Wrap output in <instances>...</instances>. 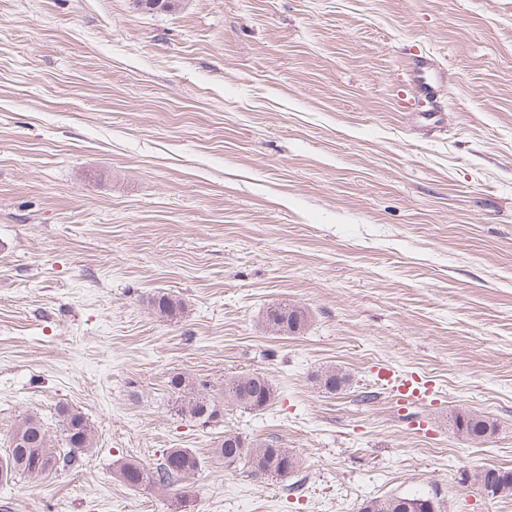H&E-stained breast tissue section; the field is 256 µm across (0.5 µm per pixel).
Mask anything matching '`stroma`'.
Instances as JSON below:
<instances>
[{"instance_id":"obj_1","label":"stroma","mask_w":512,"mask_h":512,"mask_svg":"<svg viewBox=\"0 0 512 512\" xmlns=\"http://www.w3.org/2000/svg\"><path fill=\"white\" fill-rule=\"evenodd\" d=\"M416 48L451 76L440 129L398 103ZM276 303L306 330L268 331ZM380 365L434 401L398 412ZM248 372L264 410L175 412L172 376ZM61 405L91 456L0 481V512H171L116 474L171 448L205 461L185 512H512L475 481L512 470V0H0V457L23 414L59 440ZM228 431L287 448L295 488L216 461ZM150 306L157 318L167 321L177 318L184 311L183 304L180 300L165 293L154 295L151 298ZM316 380L326 392L335 393L345 386L347 377L341 368L329 366L316 375ZM454 424L462 435L470 440H481L491 433L493 428L491 424L480 416L467 413H458L455 416ZM430 503L431 509L427 512H441V505L436 497L430 495H393L387 498H370L361 503L359 512H406L403 510L407 503Z\"/></svg>"}]
</instances>
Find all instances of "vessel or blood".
<instances>
[{
	"instance_id": "b4317fda",
	"label": "vessel or blood",
	"mask_w": 512,
	"mask_h": 512,
	"mask_svg": "<svg viewBox=\"0 0 512 512\" xmlns=\"http://www.w3.org/2000/svg\"><path fill=\"white\" fill-rule=\"evenodd\" d=\"M401 82L409 92L403 100L405 108L415 110L422 107L436 116L444 112L441 92L448 84V74L435 70L426 55H411ZM378 376L387 382L403 409L428 402L435 394L433 382L416 373L398 375L391 368L383 367L379 369Z\"/></svg>"
}]
</instances>
